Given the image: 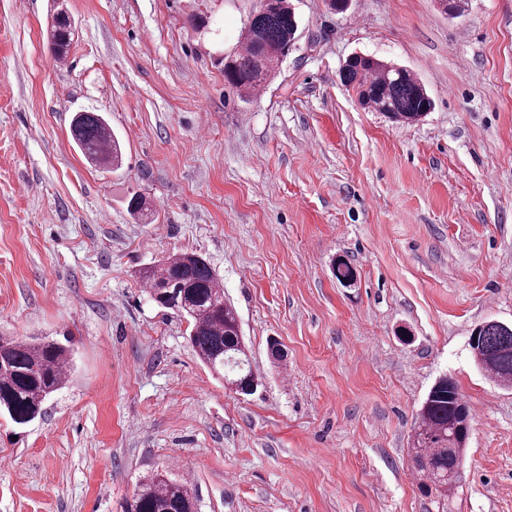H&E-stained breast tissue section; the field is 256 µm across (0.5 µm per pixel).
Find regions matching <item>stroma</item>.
I'll return each instance as SVG.
<instances>
[{"instance_id":"35a3bbf8","label":"stroma","mask_w":512,"mask_h":512,"mask_svg":"<svg viewBox=\"0 0 512 512\" xmlns=\"http://www.w3.org/2000/svg\"><path fill=\"white\" fill-rule=\"evenodd\" d=\"M291 3L296 43L245 101L222 59L257 0H0V335L74 350L41 417L0 416V512H123L157 468L200 512H512V389L468 345L512 322V0L456 19L438 0ZM61 8L75 35L57 60ZM355 55L410 68L431 112L364 109L339 76ZM82 110L111 125L119 169L75 146ZM183 252L238 312L253 394L144 288L142 268ZM443 375L476 411L444 499L408 465Z\"/></svg>"}]
</instances>
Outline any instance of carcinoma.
<instances>
[{
	"mask_svg": "<svg viewBox=\"0 0 512 512\" xmlns=\"http://www.w3.org/2000/svg\"><path fill=\"white\" fill-rule=\"evenodd\" d=\"M299 22L290 0H270L250 15L242 31L241 49L224 57V78L244 98L264 87L297 38ZM74 33L67 22L51 23V50L63 58ZM361 105L398 123H414L433 102L413 72L392 62L353 56L340 72ZM72 139L85 158L102 167L122 164L119 139L97 112H78L70 124ZM334 275L345 288L357 282L356 270L336 259ZM140 277L151 298L189 321V342L212 370L224 371L236 392L253 394L258 380L242 338L235 309L224 300V288L210 262L201 255L180 253L145 268ZM477 367L500 386L512 388V325L480 324L469 337ZM72 357L69 346L0 337V415L25 426L41 415L45 401L65 383ZM473 426V415L456 382L439 378L430 388L412 430L409 459L426 488L441 495L461 478L462 458ZM199 499L184 478L161 472L143 477L126 512H198Z\"/></svg>",
	"mask_w": 512,
	"mask_h": 512,
	"instance_id": "1",
	"label": "carcinoma"
}]
</instances>
